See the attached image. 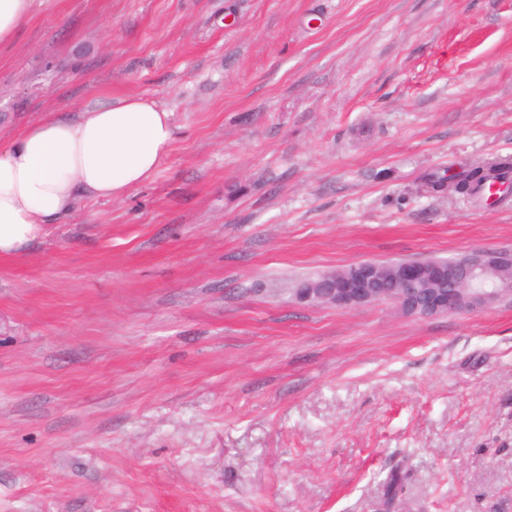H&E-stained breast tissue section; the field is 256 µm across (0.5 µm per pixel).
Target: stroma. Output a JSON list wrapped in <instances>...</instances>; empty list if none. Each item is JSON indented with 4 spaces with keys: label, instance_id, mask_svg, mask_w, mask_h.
<instances>
[{
    "label": "stroma",
    "instance_id": "1",
    "mask_svg": "<svg viewBox=\"0 0 512 512\" xmlns=\"http://www.w3.org/2000/svg\"><path fill=\"white\" fill-rule=\"evenodd\" d=\"M154 174L0 255V512H512V303L303 306L353 263L512 251V0H33L0 147L104 92ZM512 163L509 161H502L492 163L486 168L477 166L470 169L461 178L449 177L448 179H438L434 181L433 186L442 188L448 180V187H453L459 193H467L471 196H476L487 184L493 185L496 183V178L501 177L509 180L511 175Z\"/></svg>",
    "mask_w": 512,
    "mask_h": 512
}]
</instances>
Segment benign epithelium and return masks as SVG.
I'll return each instance as SVG.
<instances>
[{"label":"benign epithelium","mask_w":512,"mask_h":512,"mask_svg":"<svg viewBox=\"0 0 512 512\" xmlns=\"http://www.w3.org/2000/svg\"><path fill=\"white\" fill-rule=\"evenodd\" d=\"M512 252L478 250L461 260L361 261L327 271L294 289L303 305L358 309L389 301L408 317L477 311L512 300ZM396 287H388L389 282Z\"/></svg>","instance_id":"benign-epithelium-1"}]
</instances>
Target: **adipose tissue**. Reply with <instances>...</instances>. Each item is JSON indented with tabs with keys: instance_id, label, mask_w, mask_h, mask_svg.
I'll return each instance as SVG.
<instances>
[{
	"instance_id": "ef3b65f1",
	"label": "adipose tissue",
	"mask_w": 512,
	"mask_h": 512,
	"mask_svg": "<svg viewBox=\"0 0 512 512\" xmlns=\"http://www.w3.org/2000/svg\"><path fill=\"white\" fill-rule=\"evenodd\" d=\"M174 137L171 114L142 97L105 95L76 118L48 115L0 148V254L60 223L81 197L129 194Z\"/></svg>"
}]
</instances>
